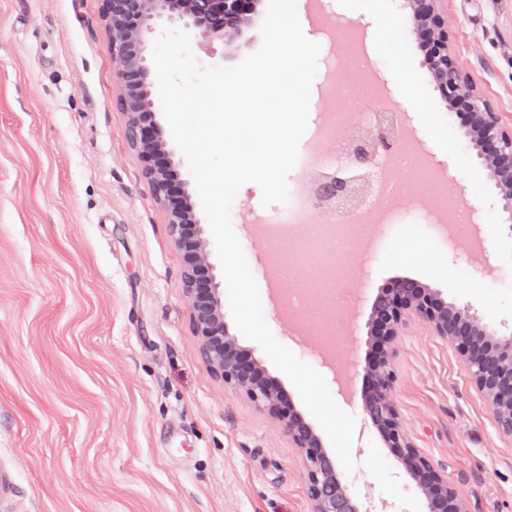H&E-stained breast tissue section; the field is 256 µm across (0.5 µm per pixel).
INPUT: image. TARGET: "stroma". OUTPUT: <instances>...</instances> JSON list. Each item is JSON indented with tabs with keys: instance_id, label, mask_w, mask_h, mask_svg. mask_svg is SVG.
<instances>
[{
	"instance_id": "stroma-1",
	"label": "stroma",
	"mask_w": 512,
	"mask_h": 512,
	"mask_svg": "<svg viewBox=\"0 0 512 512\" xmlns=\"http://www.w3.org/2000/svg\"><path fill=\"white\" fill-rule=\"evenodd\" d=\"M101 0H0V512H310L307 472L276 419L215 378L200 357L183 292V256L130 147L108 66ZM459 63L512 124V0H443ZM359 31L407 137L422 140L458 199L475 208L487 251L455 263L443 230L412 202L397 224L369 228L354 259L362 288L343 358L356 419L357 495L422 512L415 483L363 411L378 293L409 277L512 332V238L475 150L467 115L436 89L398 0H328ZM258 28L193 44L201 66L259 49ZM347 78L322 48L311 87L317 124ZM244 185L231 222L279 342L324 378L332 371L288 320L264 277L257 232L279 212ZM393 401L410 441L443 465L470 512H512V437L501 435L465 364L423 322L396 342Z\"/></svg>"
}]
</instances>
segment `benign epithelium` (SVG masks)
Masks as SVG:
<instances>
[{"mask_svg": "<svg viewBox=\"0 0 512 512\" xmlns=\"http://www.w3.org/2000/svg\"><path fill=\"white\" fill-rule=\"evenodd\" d=\"M438 2L403 0L404 22L421 26L427 63L441 96L464 107L471 116L462 144L479 148L488 179L508 210L506 228L512 235V127L502 124L499 113L460 66L448 42V20L439 11ZM256 4L257 0H101L100 17L110 37L108 64L134 150L146 163L145 174L154 199L165 211L170 235L183 254V288L202 360L224 384L244 390L258 407L277 418L307 471L311 512H401L387 499L359 498L336 460L322 448L312 426L292 410L266 378L262 365L240 351L224 322L223 292L209 263V242L203 237L201 224L192 209L173 206L174 189L156 163L160 154L166 164L171 160L166 141L149 123V39L168 26L180 27L208 42L222 41L252 26ZM398 121L397 110L382 108L371 126L336 136V148L347 165L336 171L316 170L309 174L308 210L329 217L363 207L371 196L377 160L398 144ZM409 320L424 322L458 349L476 388L486 397L499 431L511 437L512 336L498 337L496 329L470 308L449 305L410 279L396 281L371 312L375 357L369 368L364 412L421 491L424 512H469L448 483L444 469L408 439L393 403L394 344Z\"/></svg>", "mask_w": 512, "mask_h": 512, "instance_id": "benign-epithelium-1", "label": "benign epithelium"}]
</instances>
